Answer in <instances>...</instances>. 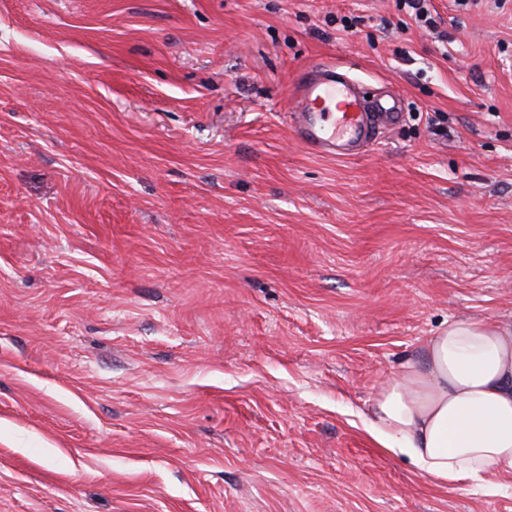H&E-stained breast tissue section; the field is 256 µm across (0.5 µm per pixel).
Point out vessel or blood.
<instances>
[{
    "instance_id": "1",
    "label": "vessel or blood",
    "mask_w": 512,
    "mask_h": 512,
    "mask_svg": "<svg viewBox=\"0 0 512 512\" xmlns=\"http://www.w3.org/2000/svg\"><path fill=\"white\" fill-rule=\"evenodd\" d=\"M291 104L295 136L310 150L329 156L360 154L399 119L397 105L366 100L355 82L331 64L306 71Z\"/></svg>"
}]
</instances>
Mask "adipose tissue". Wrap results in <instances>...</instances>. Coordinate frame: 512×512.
Returning a JSON list of instances; mask_svg holds the SVG:
<instances>
[{"instance_id": "ef3b65f1", "label": "adipose tissue", "mask_w": 512, "mask_h": 512, "mask_svg": "<svg viewBox=\"0 0 512 512\" xmlns=\"http://www.w3.org/2000/svg\"><path fill=\"white\" fill-rule=\"evenodd\" d=\"M364 425L442 488L512 474V322L448 323L380 384Z\"/></svg>"}]
</instances>
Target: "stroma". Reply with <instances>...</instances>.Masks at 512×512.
Instances as JSON below:
<instances>
[{
    "label": "stroma",
    "instance_id": "stroma-1",
    "mask_svg": "<svg viewBox=\"0 0 512 512\" xmlns=\"http://www.w3.org/2000/svg\"><path fill=\"white\" fill-rule=\"evenodd\" d=\"M0 0V512H512L363 426L512 320V0ZM328 63L402 101L296 140ZM381 100L367 101L355 82L332 64L310 69L291 98L294 135L319 154L358 155L399 119L398 101L391 99L387 106Z\"/></svg>",
    "mask_w": 512,
    "mask_h": 512
}]
</instances>
